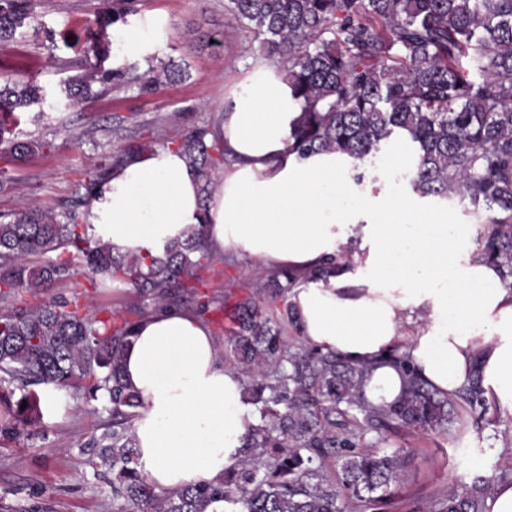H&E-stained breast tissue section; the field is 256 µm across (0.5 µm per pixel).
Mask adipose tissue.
Here are the masks:
<instances>
[{
	"label": "adipose tissue",
	"mask_w": 512,
	"mask_h": 512,
	"mask_svg": "<svg viewBox=\"0 0 512 512\" xmlns=\"http://www.w3.org/2000/svg\"><path fill=\"white\" fill-rule=\"evenodd\" d=\"M300 115L280 69L252 66L220 115L227 161L209 202L185 155L161 147L112 168L84 214L124 252H157L203 225L208 247L298 275L288 302L305 343L367 366V399L393 402L403 373L393 349L442 393L480 374L487 399L512 415V289L478 251L479 227L444 206L401 203L391 185L358 184L354 161L298 157ZM340 271L305 275L329 259ZM142 405L132 422L139 471L159 491L215 484L261 419L242 399L207 320L183 308L142 317L123 354Z\"/></svg>",
	"instance_id": "obj_1"
}]
</instances>
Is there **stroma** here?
Masks as SVG:
<instances>
[{
	"mask_svg": "<svg viewBox=\"0 0 512 512\" xmlns=\"http://www.w3.org/2000/svg\"><path fill=\"white\" fill-rule=\"evenodd\" d=\"M226 2L135 0L128 21L155 13L167 31L163 39L145 38L138 72L171 63L185 69V78L163 82L149 94L124 84H96L75 105L60 95V84L93 60L101 38L94 19L111 13L112 0H31L27 24L0 48V76L42 87L41 108L17 110L11 124L14 136L41 147L22 161L0 157V213L26 205L61 213L84 195L94 174L111 166L121 146L147 141L167 147L218 116L230 86L264 58ZM41 110L47 120H37ZM266 275L228 257L221 271L210 274L207 291L233 301L261 288ZM75 292L94 309L109 308L121 319L133 315V291L124 283L95 285L76 274L51 295ZM39 393L43 417L23 430H15L11 413L0 406V512H115L113 473L88 445L112 428L104 401L67 398L50 386ZM389 444L407 454L389 512H428L450 484L471 483L496 465L512 463V418L482 419L462 442L401 430L390 434Z\"/></svg>",
	"mask_w": 512,
	"mask_h": 512,
	"instance_id": "35a3bbf8",
	"label": "stroma"
}]
</instances>
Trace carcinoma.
I'll return each instance as SVG.
<instances>
[{"instance_id":"obj_1","label":"carcinoma","mask_w":512,"mask_h":512,"mask_svg":"<svg viewBox=\"0 0 512 512\" xmlns=\"http://www.w3.org/2000/svg\"><path fill=\"white\" fill-rule=\"evenodd\" d=\"M226 8L278 65L300 115L288 135L301 157L336 152L355 162L353 178L390 143L410 148L409 184L421 198L456 200L476 224L481 255L497 264L512 288V0H228ZM31 16L30 0H0V45ZM109 46L61 89L76 104L92 83L126 81L149 93L185 75L170 64L129 77L104 70ZM43 100L42 87L6 78L0 82V155L22 160L38 146L6 136L14 111ZM175 148L195 168L204 198L224 166L219 122L188 132ZM100 176L85 197L61 215L35 206L0 214V300L22 293L34 303L0 308V404L11 405L14 427L42 417L33 386L51 385L75 398L106 399L112 432L94 439L115 471L116 512H206L227 504L231 512H386L405 465L403 449L364 447L398 429L420 434L469 431L474 413L487 412L481 377L473 375L454 395L421 379L399 350L389 363L403 369L400 397L373 405L362 387L369 369L303 343H288L281 324L297 327L291 305L276 318L270 298L285 300L298 277L269 273L267 295L250 294L232 308L229 355L245 377L261 424L245 436L242 458L215 485L158 493L137 469L131 423L139 397L126 385L122 351L136 319L89 311L83 296L44 299L57 283L80 272L90 281L119 280L138 304L157 309L191 303L206 315L224 299L201 291L219 258L203 227L159 254L122 252L94 237L82 216ZM48 253V263L30 258ZM26 407H21V404ZM506 464L471 484L454 485L432 512H484L485 499Z\"/></svg>"}]
</instances>
